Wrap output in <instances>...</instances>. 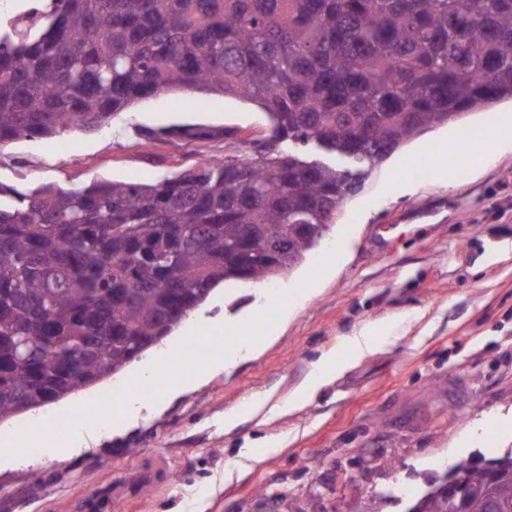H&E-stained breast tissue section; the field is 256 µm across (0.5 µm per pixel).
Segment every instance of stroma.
<instances>
[{
  "label": "stroma",
  "mask_w": 512,
  "mask_h": 512,
  "mask_svg": "<svg viewBox=\"0 0 512 512\" xmlns=\"http://www.w3.org/2000/svg\"><path fill=\"white\" fill-rule=\"evenodd\" d=\"M200 124L217 137L151 141L140 128ZM235 132L237 156L263 136L254 105L203 93L163 92L132 106L103 130L0 147V183L21 191L65 189L97 178L150 182L224 154L221 130ZM438 127L395 152L344 202L322 243L335 267L307 261L273 280L277 306L290 307L263 351L233 358L204 386L121 437L66 459L25 453L0 468V512H270L284 493L295 512H409L449 466L512 451V152H485L453 184L414 170ZM415 193L395 196L394 182ZM254 283L228 282L224 302H205L162 343L213 335L215 321L247 312ZM391 337L354 364L306 408L272 422L225 429V412L246 399L279 400L317 360L363 326ZM274 451L238 472L241 449Z\"/></svg>",
  "instance_id": "35a3bbf8"
}]
</instances>
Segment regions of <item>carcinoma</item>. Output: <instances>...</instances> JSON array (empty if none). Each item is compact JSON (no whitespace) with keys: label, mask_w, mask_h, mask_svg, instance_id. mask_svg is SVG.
Wrapping results in <instances>:
<instances>
[{"label":"carcinoma","mask_w":512,"mask_h":512,"mask_svg":"<svg viewBox=\"0 0 512 512\" xmlns=\"http://www.w3.org/2000/svg\"><path fill=\"white\" fill-rule=\"evenodd\" d=\"M165 89L257 105L269 128L247 141L255 158L208 157L150 183L0 185V421L125 370L219 283L318 256L370 168L511 99L512 0H42L0 15V146L99 131ZM285 235L276 266L268 249ZM496 461L493 482L456 463L465 512L512 501V452ZM457 509L432 497L420 512Z\"/></svg>","instance_id":"1"}]
</instances>
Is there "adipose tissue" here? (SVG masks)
<instances>
[{
	"mask_svg": "<svg viewBox=\"0 0 512 512\" xmlns=\"http://www.w3.org/2000/svg\"><path fill=\"white\" fill-rule=\"evenodd\" d=\"M270 292H261L245 316L238 319V336L233 349L238 355L247 357L258 353L273 338L274 327L267 322L262 310L270 300ZM390 336L388 327L370 324L352 336L346 337L342 352L324 354L316 363L309 376L288 396L287 400L271 405L264 399H251L239 408L225 414V428H234L241 420L262 417L263 421L273 420L308 406L327 386L331 385L351 365L376 352ZM226 361L221 346L199 344L176 358H166L158 363L146 362L139 366L138 374L144 380H159L162 392L159 399L149 405L139 400L128 399L122 407L113 409L108 403L100 402L83 409L72 418V435L65 446L50 449L51 457L70 456L89 448L98 432L99 419L103 413L112 415V431L121 434L136 425L145 413L164 410L165 406L180 395L205 384L210 377L224 369Z\"/></svg>",
	"mask_w": 512,
	"mask_h": 512,
	"instance_id": "1",
	"label": "adipose tissue"
}]
</instances>
